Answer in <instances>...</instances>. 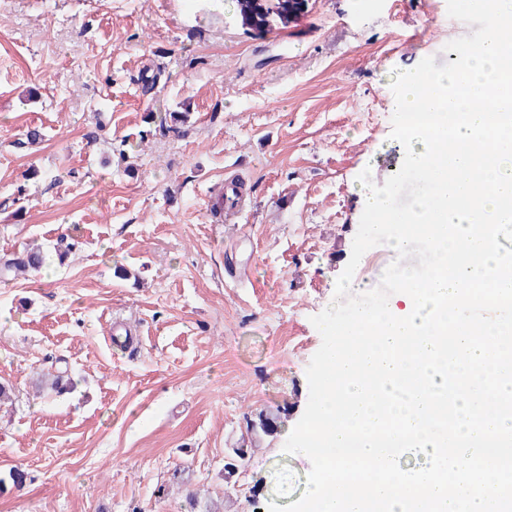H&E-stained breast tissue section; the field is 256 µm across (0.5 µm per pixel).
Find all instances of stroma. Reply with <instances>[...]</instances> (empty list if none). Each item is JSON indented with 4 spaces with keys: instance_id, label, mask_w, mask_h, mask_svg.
Segmentation results:
<instances>
[{
    "instance_id": "obj_1",
    "label": "stroma",
    "mask_w": 512,
    "mask_h": 512,
    "mask_svg": "<svg viewBox=\"0 0 512 512\" xmlns=\"http://www.w3.org/2000/svg\"><path fill=\"white\" fill-rule=\"evenodd\" d=\"M472 31L446 0H306L265 33L234 0H0V260L51 256L0 281V478L28 473L0 512L301 497L311 462L283 447L322 343L311 318L351 257L358 175L384 184L405 157L393 73L443 65ZM231 175L249 195L218 223L206 193ZM396 259L369 249L354 285ZM36 368L78 386L36 393ZM283 407L275 434L247 436Z\"/></svg>"
}]
</instances>
